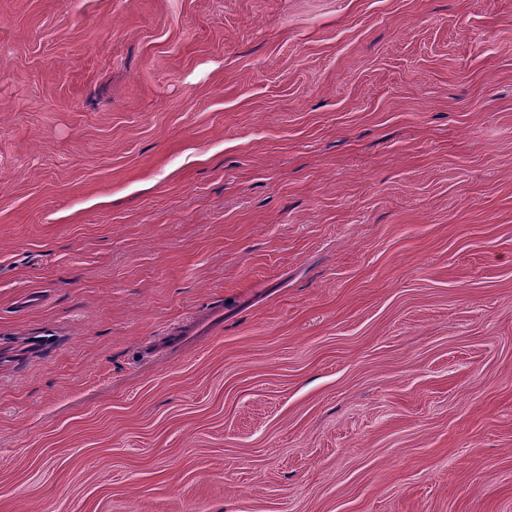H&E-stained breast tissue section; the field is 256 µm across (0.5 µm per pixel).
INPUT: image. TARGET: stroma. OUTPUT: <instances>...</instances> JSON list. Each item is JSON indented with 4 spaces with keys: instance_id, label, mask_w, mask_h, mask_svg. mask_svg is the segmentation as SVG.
<instances>
[{
    "instance_id": "stroma-1",
    "label": "stroma",
    "mask_w": 512,
    "mask_h": 512,
    "mask_svg": "<svg viewBox=\"0 0 512 512\" xmlns=\"http://www.w3.org/2000/svg\"><path fill=\"white\" fill-rule=\"evenodd\" d=\"M0 512H512V0H0Z\"/></svg>"
}]
</instances>
